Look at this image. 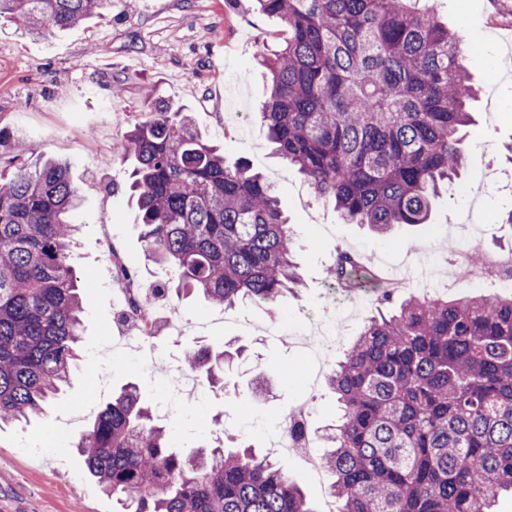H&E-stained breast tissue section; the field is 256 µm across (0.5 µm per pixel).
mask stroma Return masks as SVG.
<instances>
[{
    "mask_svg": "<svg viewBox=\"0 0 512 512\" xmlns=\"http://www.w3.org/2000/svg\"><path fill=\"white\" fill-rule=\"evenodd\" d=\"M449 28L481 48L470 64L480 89L474 121L464 130L466 165L455 187L436 197L428 226L380 235L341 221L318 202L303 178L288 169L260 125L267 80L255 61L263 47L286 35L284 23L262 13L255 0H115L112 14L45 36L0 20V156L30 146L65 162L81 191L71 219L78 226L74 266L90 282L84 297L81 358L68 388L30 423L0 430V512H113L111 497L83 469L75 444L112 395L139 384L178 441L211 442L214 418L226 433L259 453L292 407L310 402L315 430L336 416L325 383L308 382L309 358L300 343L313 323L342 329L353 339L380 292L358 294L329 287L326 271L337 249L361 253L381 273L406 271L403 295L420 293L445 277L449 264L475 245L499 257L512 251V163L501 154L512 142V0H444ZM121 95H113L114 87ZM184 108L196 128L221 145L228 161H247L273 185L296 234L302 286L273 309L244 302L225 311L211 333L191 330L210 315L199 299L171 303L168 316L184 334L160 333L149 364L140 361L141 338H131L112 361L98 353L116 335L123 281L111 258L120 253L142 290L159 293L162 273L146 261L136 209L127 189L132 160L114 143L141 119L146 98ZM240 112L243 123L225 121ZM159 317V325L167 318ZM241 340L246 351L224 370V389H203L198 402L162 414L161 378L182 372L183 352Z\"/></svg>",
    "mask_w": 512,
    "mask_h": 512,
    "instance_id": "35a3bbf8",
    "label": "stroma"
}]
</instances>
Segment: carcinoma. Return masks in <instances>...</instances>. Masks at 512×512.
<instances>
[{
    "instance_id": "1",
    "label": "carcinoma",
    "mask_w": 512,
    "mask_h": 512,
    "mask_svg": "<svg viewBox=\"0 0 512 512\" xmlns=\"http://www.w3.org/2000/svg\"><path fill=\"white\" fill-rule=\"evenodd\" d=\"M114 0H0V18L41 35L112 14ZM440 0H257L287 37L257 58L269 74L261 125L315 196L378 234L429 220L464 163L475 49L441 21ZM133 159L147 260L180 299L224 310L274 306L301 284L296 236L245 161L230 164L184 109L154 107L114 144ZM0 157V425L28 421L70 380L84 286L69 214L79 191L59 160ZM351 294L379 279L355 252L330 266ZM377 298L326 375L339 416L320 465L338 512H491L512 491V292ZM215 386L230 354L186 353ZM119 512H313L283 466L251 448L181 452L135 383L77 443Z\"/></svg>"
}]
</instances>
